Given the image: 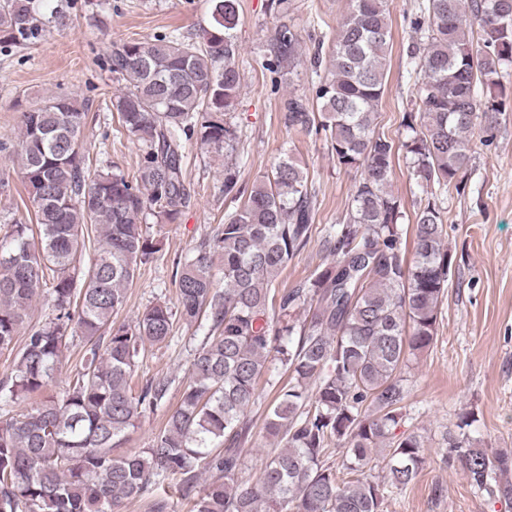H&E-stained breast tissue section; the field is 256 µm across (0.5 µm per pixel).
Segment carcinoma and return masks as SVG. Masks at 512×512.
<instances>
[{
  "mask_svg": "<svg viewBox=\"0 0 512 512\" xmlns=\"http://www.w3.org/2000/svg\"><path fill=\"white\" fill-rule=\"evenodd\" d=\"M201 40L169 35L124 41L109 69L118 133L135 138L136 172H92L82 154L86 113L69 94L23 113L18 140L0 151L18 166L34 212L0 236V512H120L124 501L176 480L192 512H383L384 488L368 471L384 465L405 488L427 444L398 436L407 398L403 373L430 348L451 259L436 204L419 209L413 258L402 252L401 202L390 190L394 143L376 133L387 87V0H349L326 66L313 59L318 110L290 94L288 130L324 133L336 165L360 172L345 219L321 229L330 260L297 287L276 292L280 272L313 233L307 177L285 153L251 189L224 167V196L244 199L195 252L176 262L177 305L158 301L132 324L116 320L142 266L162 241L142 224H175L190 202L187 142L229 157L237 150L233 110L241 89L236 0H211ZM423 47L419 112L405 117L403 146L416 182L459 187L473 137L498 111L504 65L512 64V0H426L414 21ZM49 28L31 0H0V47L33 44ZM294 30L280 26L266 67L296 66ZM92 244L94 258L81 256ZM47 291L49 313L30 324L32 301ZM205 320L177 405L175 379L132 378L147 345L174 326ZM23 343H18L20 333ZM85 351L61 392L24 411L23 397L56 382L76 339ZM288 372L265 420L277 448L253 484L242 452L254 437L249 416L269 357ZM167 409L148 447L114 453L147 413ZM475 414L459 418L447 444L477 489L512 499V452L475 445ZM342 462L330 461L334 449Z\"/></svg>",
  "mask_w": 512,
  "mask_h": 512,
  "instance_id": "obj_1",
  "label": "carcinoma"
}]
</instances>
